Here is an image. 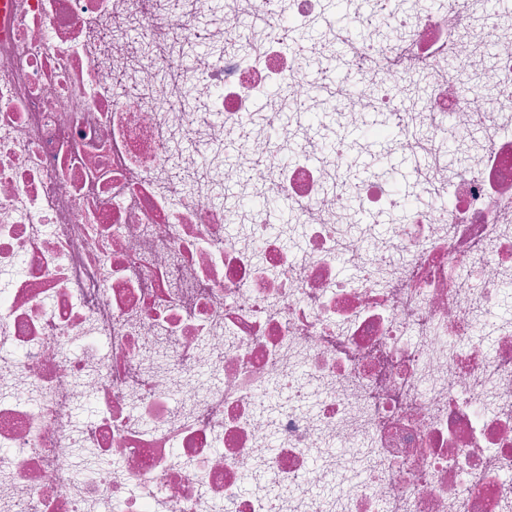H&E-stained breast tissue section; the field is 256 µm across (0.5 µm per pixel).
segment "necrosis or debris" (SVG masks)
<instances>
[{
	"label": "necrosis or debris",
	"instance_id": "4bbe7bcc",
	"mask_svg": "<svg viewBox=\"0 0 512 512\" xmlns=\"http://www.w3.org/2000/svg\"><path fill=\"white\" fill-rule=\"evenodd\" d=\"M328 3L0 28V512H512V14Z\"/></svg>",
	"mask_w": 512,
	"mask_h": 512
}]
</instances>
